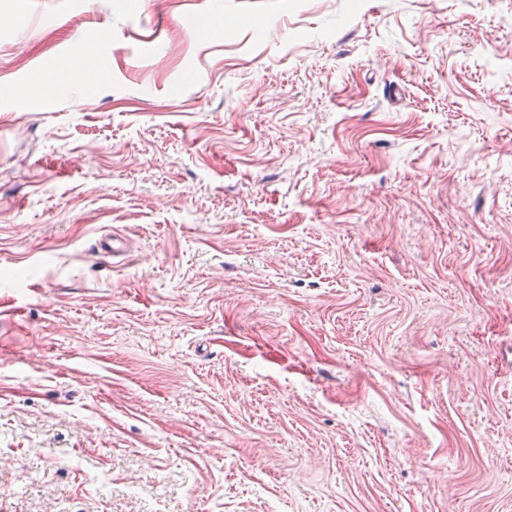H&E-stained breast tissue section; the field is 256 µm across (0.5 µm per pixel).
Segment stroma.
I'll return each instance as SVG.
<instances>
[{
	"instance_id": "obj_1",
	"label": "stroma",
	"mask_w": 512,
	"mask_h": 512,
	"mask_svg": "<svg viewBox=\"0 0 512 512\" xmlns=\"http://www.w3.org/2000/svg\"><path fill=\"white\" fill-rule=\"evenodd\" d=\"M13 13L0 512H512V0Z\"/></svg>"
}]
</instances>
